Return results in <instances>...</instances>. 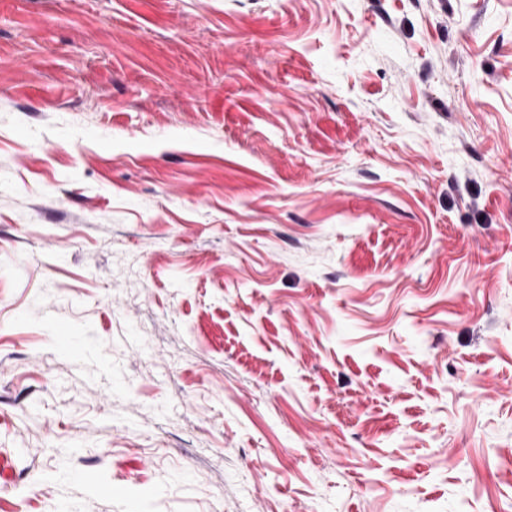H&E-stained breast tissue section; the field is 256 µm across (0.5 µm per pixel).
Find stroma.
Wrapping results in <instances>:
<instances>
[{"label": "stroma", "instance_id": "obj_1", "mask_svg": "<svg viewBox=\"0 0 512 512\" xmlns=\"http://www.w3.org/2000/svg\"><path fill=\"white\" fill-rule=\"evenodd\" d=\"M0 512H512V0H0Z\"/></svg>", "mask_w": 512, "mask_h": 512}]
</instances>
